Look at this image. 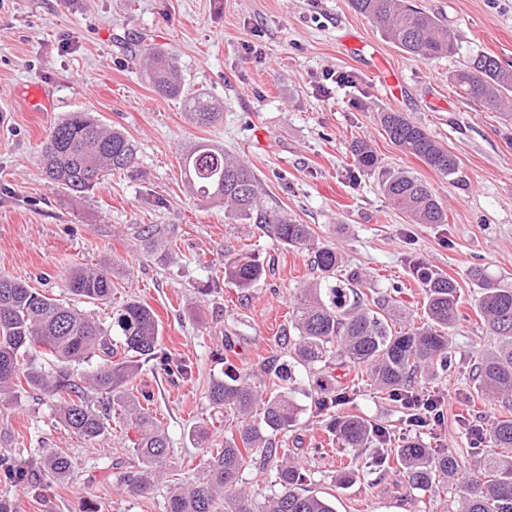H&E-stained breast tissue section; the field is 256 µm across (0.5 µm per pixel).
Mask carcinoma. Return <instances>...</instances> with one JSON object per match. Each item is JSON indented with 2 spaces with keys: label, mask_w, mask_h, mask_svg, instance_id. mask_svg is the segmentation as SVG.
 <instances>
[{
  "label": "carcinoma",
  "mask_w": 512,
  "mask_h": 512,
  "mask_svg": "<svg viewBox=\"0 0 512 512\" xmlns=\"http://www.w3.org/2000/svg\"><path fill=\"white\" fill-rule=\"evenodd\" d=\"M352 8L368 18L382 35L412 57L439 58L455 51L454 38L439 17L412 0H350ZM149 80L164 96L181 93L178 58L169 51L152 50ZM458 95L502 110L512 93V69L482 53L451 76ZM190 118L202 126L217 122L222 112L202 91L187 98ZM389 139L403 152L424 161L444 176L456 173L457 158L427 131L401 112L380 113ZM356 166L377 169V157L367 143L351 145ZM137 149L125 133L108 127L88 112H71L55 124L44 141L40 165L47 179L73 193H84L100 183L107 171L134 164ZM187 184L197 196L224 201V212L254 224L271 239L288 247L314 252L320 275L302 289L292 311L293 335L280 337V349L255 366H235L208 388L213 405L236 421V432L224 438V447L209 449L203 475L171 490L167 512H253L252 494L243 487V473L254 462L276 471L279 489L263 496L259 512H336L333 503L303 488V467L283 448L286 434L301 411L293 387L291 366L315 375L312 402L327 417L325 430L343 448L360 454L380 438L382 426L359 415L336 416V401L350 396L352 385L336 386V370L359 377L369 373L374 384L400 394L436 371L448 369L451 329L460 320V293L456 282L416 260L415 279L425 291L426 323L396 331V308L386 299L374 306L361 303L357 272H341L342 255L330 244L315 243L312 227L298 224L264 203L260 180L244 161L206 142L191 146L181 157ZM380 189L390 204L413 224H444L441 203L421 178L406 171L382 176ZM149 250L165 239V228L149 224L136 232ZM264 260L253 251H241L224 260V279L245 291L267 275ZM348 288L330 286L337 273ZM478 288L476 308L494 348L474 363L477 391L502 408L488 424L492 450L482 448L466 459L446 448L415 440L396 449L394 460L406 484L428 491L445 480L454 484L457 512H512V279L489 269L471 271ZM69 291L84 303L104 301L112 294V279L104 268H75ZM121 336L112 342L108 330L74 305L49 297L28 285L0 277V396H9L26 382L41 391L72 433L97 440L112 428V415L135 430L131 440L138 463L118 474L119 483L133 493L149 491L162 476L169 448L160 422L144 403L151 394L134 388L144 364L155 360L168 373L183 379L190 367L174 361L160 348V321L147 304L131 298L112 317ZM85 373L73 365L92 363ZM93 394L105 397L97 410ZM74 469L71 457L48 449L36 460L0 458V475L10 483H47L67 480Z\"/></svg>",
  "instance_id": "carcinoma-1"
}]
</instances>
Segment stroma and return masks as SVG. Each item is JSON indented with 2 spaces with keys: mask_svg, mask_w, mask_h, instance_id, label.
<instances>
[{
  "mask_svg": "<svg viewBox=\"0 0 512 512\" xmlns=\"http://www.w3.org/2000/svg\"><path fill=\"white\" fill-rule=\"evenodd\" d=\"M417 3L448 26L454 54L409 57L349 0H0V276L69 302L73 268H107L112 297L87 312L108 326L126 300L148 304L160 319L162 347L192 369L184 381L148 364L137 379L169 437L164 480L146 495L117 481L120 465L135 460L124 423L86 441L42 393L21 389L0 403V456L52 448L77 463L61 484L0 479V495L15 500L18 512H167L170 482L202 472L194 426L209 429L215 448L231 432L207 397L210 380L223 377L227 364H254L276 350L295 297L315 276L310 250L284 248L225 215L222 203L190 193L180 155L201 141L251 165L267 204L336 244L346 267L367 275V296L395 292L412 326L425 320L424 291L409 257L456 281L462 317L452 331V365L423 386L444 398V423L409 431L403 404L365 377L336 411L382 425L393 449L420 439L470 455L468 422L489 412L471 366L492 340L469 273L481 265L512 275V124L463 101L448 76L481 53L512 62V0ZM145 46L177 54L182 95L154 91ZM31 87L44 92L48 111L24 103ZM199 90L223 105L218 124L187 118L184 97ZM387 111L404 113L448 148L456 173L441 175L393 144L379 122ZM70 112L120 127L137 147L133 167L82 195L48 184L38 161L46 135ZM355 140L372 147L378 171L357 169L349 152ZM385 170L427 182L447 222L412 224L392 209L379 189ZM146 224L166 228L167 260L136 239ZM242 250L270 266L245 291L224 280L225 253ZM228 336L235 342L229 354ZM294 377L303 410L286 444L308 474L306 488L331 498L336 512H452L449 493L410 489L399 472L376 467L370 451L359 477L341 482L349 451L329 439L315 413L312 377L300 368Z\"/></svg>",
  "mask_w": 512,
  "mask_h": 512,
  "instance_id": "obj_1",
  "label": "stroma"
}]
</instances>
